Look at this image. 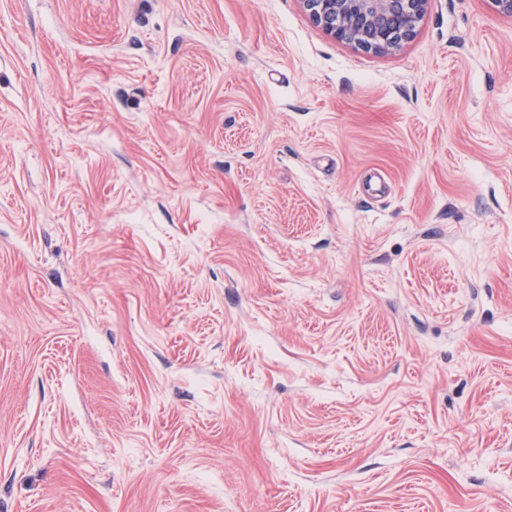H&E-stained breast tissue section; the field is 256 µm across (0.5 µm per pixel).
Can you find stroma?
Masks as SVG:
<instances>
[{
	"label": "stroma",
	"instance_id": "obj_1",
	"mask_svg": "<svg viewBox=\"0 0 512 512\" xmlns=\"http://www.w3.org/2000/svg\"><path fill=\"white\" fill-rule=\"evenodd\" d=\"M0 512H512V17L0 0ZM315 24L364 51L388 52L411 39L428 0H302Z\"/></svg>",
	"mask_w": 512,
	"mask_h": 512
}]
</instances>
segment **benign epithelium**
<instances>
[{"mask_svg": "<svg viewBox=\"0 0 512 512\" xmlns=\"http://www.w3.org/2000/svg\"><path fill=\"white\" fill-rule=\"evenodd\" d=\"M315 24L364 51L388 52L411 39L428 0H302Z\"/></svg>", "mask_w": 512, "mask_h": 512, "instance_id": "7a95c632", "label": "benign epithelium"}]
</instances>
